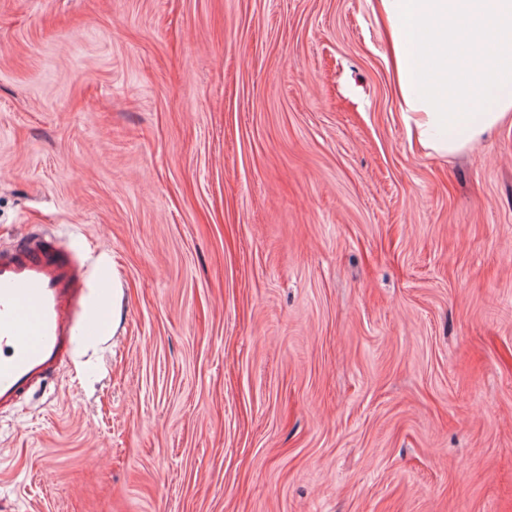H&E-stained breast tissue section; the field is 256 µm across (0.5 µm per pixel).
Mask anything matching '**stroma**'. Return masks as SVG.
I'll return each mask as SVG.
<instances>
[{
  "label": "stroma",
  "instance_id": "35a3bbf8",
  "mask_svg": "<svg viewBox=\"0 0 512 512\" xmlns=\"http://www.w3.org/2000/svg\"><path fill=\"white\" fill-rule=\"evenodd\" d=\"M367 0H0V248L102 332L0 512H512V127L410 146Z\"/></svg>",
  "mask_w": 512,
  "mask_h": 512
}]
</instances>
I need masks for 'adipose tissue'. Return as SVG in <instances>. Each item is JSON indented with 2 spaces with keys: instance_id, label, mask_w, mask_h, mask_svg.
<instances>
[{
  "instance_id": "1",
  "label": "adipose tissue",
  "mask_w": 512,
  "mask_h": 512,
  "mask_svg": "<svg viewBox=\"0 0 512 512\" xmlns=\"http://www.w3.org/2000/svg\"><path fill=\"white\" fill-rule=\"evenodd\" d=\"M409 142L451 156L512 117V0H367Z\"/></svg>"
}]
</instances>
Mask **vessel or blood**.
I'll return each mask as SVG.
<instances>
[{"mask_svg":"<svg viewBox=\"0 0 512 512\" xmlns=\"http://www.w3.org/2000/svg\"><path fill=\"white\" fill-rule=\"evenodd\" d=\"M85 274L68 245L34 231L0 249V410L12 408L99 335L84 314Z\"/></svg>","mask_w":512,"mask_h":512,"instance_id":"1","label":"vessel or blood"}]
</instances>
